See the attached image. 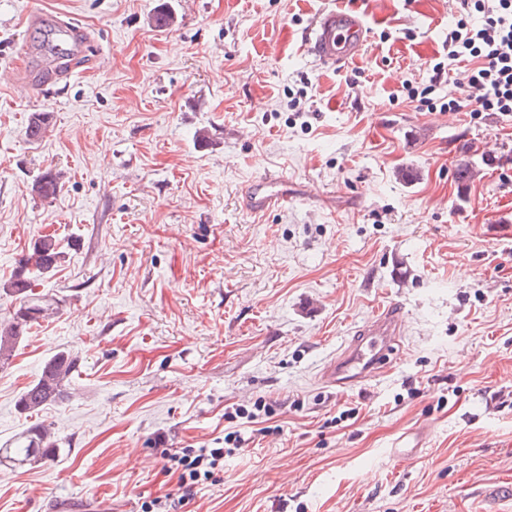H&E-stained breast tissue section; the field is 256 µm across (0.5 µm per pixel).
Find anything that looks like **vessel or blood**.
Here are the masks:
<instances>
[{"instance_id":"vessel-or-blood-1","label":"vessel or blood","mask_w":512,"mask_h":512,"mask_svg":"<svg viewBox=\"0 0 512 512\" xmlns=\"http://www.w3.org/2000/svg\"><path fill=\"white\" fill-rule=\"evenodd\" d=\"M30 23L46 26L58 34L60 48L71 61L70 67L57 69L58 77L71 78L74 70L82 68L85 42L72 21L35 12L30 16ZM367 39L363 14L344 7L319 13L306 33L310 55L327 64L355 59ZM274 183V178L267 175L252 181L244 193L245 209L259 214L287 203V194L274 190ZM403 328L404 316L397 304L377 309L325 368L323 381L339 388H351L381 373L401 346Z\"/></svg>"}]
</instances>
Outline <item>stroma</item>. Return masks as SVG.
<instances>
[{
	"mask_svg": "<svg viewBox=\"0 0 512 512\" xmlns=\"http://www.w3.org/2000/svg\"><path fill=\"white\" fill-rule=\"evenodd\" d=\"M339 2L369 40L321 65L304 37ZM35 10L81 22L94 73L23 86L50 57ZM458 14V0H0V325L34 243L62 251L32 276L56 312L0 367V446L38 423L59 449L0 468V512H142L179 492L163 452L223 447L225 407L260 400L271 432L181 512H512V119L408 96ZM34 112L52 115L36 140ZM49 170L60 189L44 200L31 187ZM269 173L287 204L244 211ZM390 301L407 322L390 371L323 385ZM60 352L77 359L65 400L20 412ZM416 428L425 447L395 458Z\"/></svg>",
	"mask_w": 512,
	"mask_h": 512,
	"instance_id": "1",
	"label": "stroma"
}]
</instances>
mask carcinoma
I'll list each match as a JSON object with an SVG mask.
<instances>
[{
  "instance_id": "1",
  "label": "carcinoma",
  "mask_w": 512,
  "mask_h": 512,
  "mask_svg": "<svg viewBox=\"0 0 512 512\" xmlns=\"http://www.w3.org/2000/svg\"><path fill=\"white\" fill-rule=\"evenodd\" d=\"M49 125V113L39 112L31 116L28 123V136L37 139ZM59 177L46 172L33 184L32 191L42 199L56 196L59 191ZM61 251L55 237L45 235L38 239L32 252L22 259L4 284V291L21 299L22 304L14 314L12 322L0 328V366L9 363L16 344L28 333L31 326L47 314L55 304L52 299L35 297L32 293L30 273L36 270L42 274L57 268ZM76 358L67 352H61L49 359L43 366L39 378L24 390L17 406L23 412L41 410L44 406L59 402L65 398V382L75 368ZM57 444L48 430L40 425L30 427L25 441L17 448H0V465L22 466L28 463L45 461L56 454Z\"/></svg>"
}]
</instances>
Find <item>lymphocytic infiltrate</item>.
Returning a JSON list of instances; mask_svg holds the SVG:
<instances>
[{
    "label": "lymphocytic infiltrate",
    "mask_w": 512,
    "mask_h": 512,
    "mask_svg": "<svg viewBox=\"0 0 512 512\" xmlns=\"http://www.w3.org/2000/svg\"><path fill=\"white\" fill-rule=\"evenodd\" d=\"M463 16L448 34V60L436 63L429 82L416 99L420 105L440 106L451 112L471 115L496 112L512 117V0H460ZM470 62L469 92L458 95L449 89L446 96L432 94L446 81V63ZM224 464L223 448H185L167 455L165 473L178 477L183 491L170 501L151 500L143 512H176L184 500L193 497L200 482L213 479Z\"/></svg>",
    "instance_id": "f902f5d3"
}]
</instances>
